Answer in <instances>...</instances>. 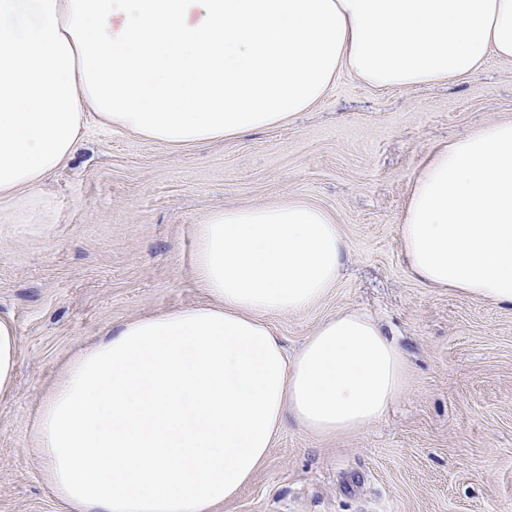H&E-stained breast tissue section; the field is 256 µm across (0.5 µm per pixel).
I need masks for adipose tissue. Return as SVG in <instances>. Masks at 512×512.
<instances>
[{
	"label": "adipose tissue",
	"mask_w": 512,
	"mask_h": 512,
	"mask_svg": "<svg viewBox=\"0 0 512 512\" xmlns=\"http://www.w3.org/2000/svg\"><path fill=\"white\" fill-rule=\"evenodd\" d=\"M512 61V0H0V198L32 193L98 121L204 144L309 110L347 70L376 87ZM406 269L512 307V120L434 151L399 228ZM347 242L301 199L212 211L195 275L208 303L129 321L79 352L34 439L71 512H211L261 466L287 419L319 435L373 422L403 392L400 349L365 315L287 355L268 315L327 295ZM19 340L0 312V396Z\"/></svg>",
	"instance_id": "1"
}]
</instances>
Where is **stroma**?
Instances as JSON below:
<instances>
[{"label":"stroma","mask_w":512,"mask_h":512,"mask_svg":"<svg viewBox=\"0 0 512 512\" xmlns=\"http://www.w3.org/2000/svg\"><path fill=\"white\" fill-rule=\"evenodd\" d=\"M512 120V62L462 79L379 88L340 72L309 111L211 144L168 147L89 122L35 195L37 223H0V311L19 338L0 398V512H62L33 423L67 363L108 331L206 302L197 229L213 210L288 197L329 212L348 244L335 286L268 321L295 351L359 311L393 337L406 387L336 435L287 422L265 463L215 512H512V309L407 273L399 226L436 147Z\"/></svg>","instance_id":"1"}]
</instances>
